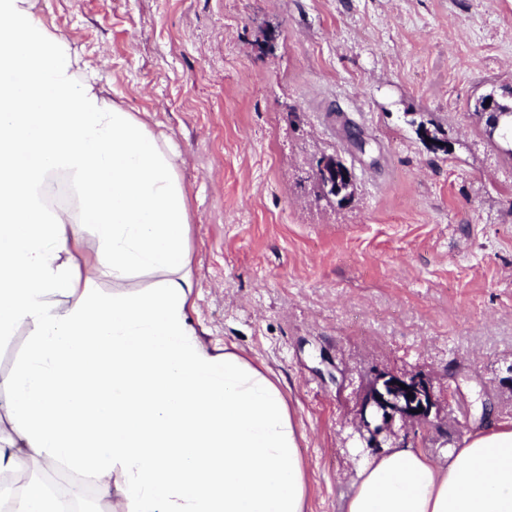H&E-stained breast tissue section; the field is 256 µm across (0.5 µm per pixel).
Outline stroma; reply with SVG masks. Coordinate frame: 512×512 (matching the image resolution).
Returning a JSON list of instances; mask_svg holds the SVG:
<instances>
[{"label": "stroma", "mask_w": 512, "mask_h": 512, "mask_svg": "<svg viewBox=\"0 0 512 512\" xmlns=\"http://www.w3.org/2000/svg\"><path fill=\"white\" fill-rule=\"evenodd\" d=\"M39 18L183 163L205 340L270 371L306 512H344L359 408L425 378L439 458L512 421V0H40ZM354 127L367 142L359 153ZM324 156L352 171L323 195Z\"/></svg>", "instance_id": "obj_1"}]
</instances>
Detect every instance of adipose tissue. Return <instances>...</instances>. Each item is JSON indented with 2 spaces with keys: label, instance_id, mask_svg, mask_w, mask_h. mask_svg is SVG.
Returning a JSON list of instances; mask_svg holds the SVG:
<instances>
[{
  "label": "adipose tissue",
  "instance_id": "obj_1",
  "mask_svg": "<svg viewBox=\"0 0 512 512\" xmlns=\"http://www.w3.org/2000/svg\"><path fill=\"white\" fill-rule=\"evenodd\" d=\"M0 0V339L27 346L0 397L9 512H305L301 431L278 385L193 323L190 213L169 137L78 51ZM344 512H512V422L445 459L363 456Z\"/></svg>",
  "mask_w": 512,
  "mask_h": 512
}]
</instances>
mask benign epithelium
<instances>
[{"instance_id": "1", "label": "benign epithelium", "mask_w": 512, "mask_h": 512, "mask_svg": "<svg viewBox=\"0 0 512 512\" xmlns=\"http://www.w3.org/2000/svg\"><path fill=\"white\" fill-rule=\"evenodd\" d=\"M314 174L330 195L346 191L351 184L350 172L336 165L332 157L319 160ZM432 405L431 390L424 379L390 377L383 380L381 386L373 388L359 410V418L370 434L368 442L371 443L396 417L411 424L429 422Z\"/></svg>"}]
</instances>
